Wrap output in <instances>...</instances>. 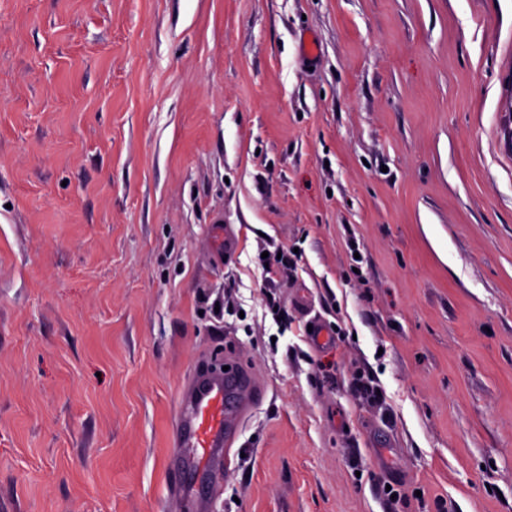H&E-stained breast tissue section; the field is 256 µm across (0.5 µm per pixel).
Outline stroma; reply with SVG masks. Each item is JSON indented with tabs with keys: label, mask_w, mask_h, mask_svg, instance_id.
<instances>
[{
	"label": "stroma",
	"mask_w": 512,
	"mask_h": 512,
	"mask_svg": "<svg viewBox=\"0 0 512 512\" xmlns=\"http://www.w3.org/2000/svg\"><path fill=\"white\" fill-rule=\"evenodd\" d=\"M0 512H512V0H0ZM227 371L195 374L180 391L175 448L177 467L201 468L205 473L223 469L228 463L240 426L265 397V387L253 370L230 357ZM223 370V371H222Z\"/></svg>",
	"instance_id": "obj_1"
}]
</instances>
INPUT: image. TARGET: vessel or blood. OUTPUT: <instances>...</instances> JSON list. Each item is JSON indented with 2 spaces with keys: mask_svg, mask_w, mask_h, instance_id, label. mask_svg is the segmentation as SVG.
<instances>
[{
  "mask_svg": "<svg viewBox=\"0 0 512 512\" xmlns=\"http://www.w3.org/2000/svg\"><path fill=\"white\" fill-rule=\"evenodd\" d=\"M220 375L199 373L180 391L175 446L178 468L211 471L228 462L242 421L266 393L253 370L226 359Z\"/></svg>",
  "mask_w": 512,
  "mask_h": 512,
  "instance_id": "1",
  "label": "vessel or blood"
}]
</instances>
